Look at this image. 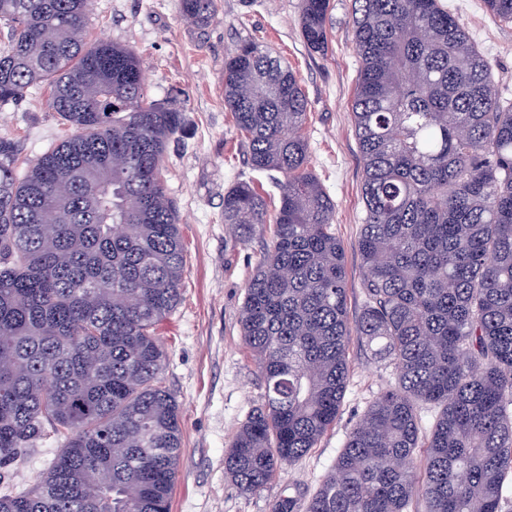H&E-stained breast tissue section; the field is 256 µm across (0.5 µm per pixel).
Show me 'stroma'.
I'll list each match as a JSON object with an SVG mask.
<instances>
[{
  "mask_svg": "<svg viewBox=\"0 0 512 512\" xmlns=\"http://www.w3.org/2000/svg\"><path fill=\"white\" fill-rule=\"evenodd\" d=\"M489 61L501 100H512V24L487 13L483 0H445ZM353 0H331L329 49L311 53L299 30V0H216L205 28L187 23L178 0H92L86 39L131 49L146 69V94L171 102L187 119L185 135L166 150V192L179 210L185 246L181 300L158 329L168 360L161 375L180 407L182 450L170 512H270L279 496L308 498L334 464L360 416L395 384L393 368L351 343V373L335 424L306 456L284 466L263 489L243 493L224 475V453L264 389L243 343L239 323L247 282L272 237L271 228L242 241L224 226V193L254 181L268 205L278 190L251 170L231 112L224 106V57L253 40L285 59L308 100L305 132L312 171L336 203V235L345 252L351 318L363 302L356 249L364 218L362 168L351 103L359 69L353 49ZM42 86L20 105L0 111V136L16 142L21 159L40 156L72 133L47 105ZM55 444L31 449L0 479L33 488L58 453Z\"/></svg>",
  "mask_w": 512,
  "mask_h": 512,
  "instance_id": "35a3bbf8",
  "label": "stroma"
}]
</instances>
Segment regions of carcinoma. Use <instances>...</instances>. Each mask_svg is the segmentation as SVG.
<instances>
[{
  "instance_id": "cac0c4a2",
  "label": "carcinoma",
  "mask_w": 512,
  "mask_h": 512,
  "mask_svg": "<svg viewBox=\"0 0 512 512\" xmlns=\"http://www.w3.org/2000/svg\"><path fill=\"white\" fill-rule=\"evenodd\" d=\"M352 114L362 164L357 251L365 302L350 323L335 204L309 168L308 101L292 68L247 41L224 58V107L248 164L283 177L268 218L248 181L224 224L272 240L245 288L243 342L264 401L224 454L252 493L316 447L339 414L352 336L392 367L299 508L503 512L512 480V104L442 0H354ZM512 23V0H483ZM90 0H0V108L41 84L73 134L19 165L0 137V467L60 444L0 512H170L179 407L156 326L178 305L180 215L161 178L184 112L146 97L139 58L89 43ZM330 0H300L308 49L328 48ZM209 24L215 0H180ZM436 409L429 431L420 406Z\"/></svg>"
}]
</instances>
